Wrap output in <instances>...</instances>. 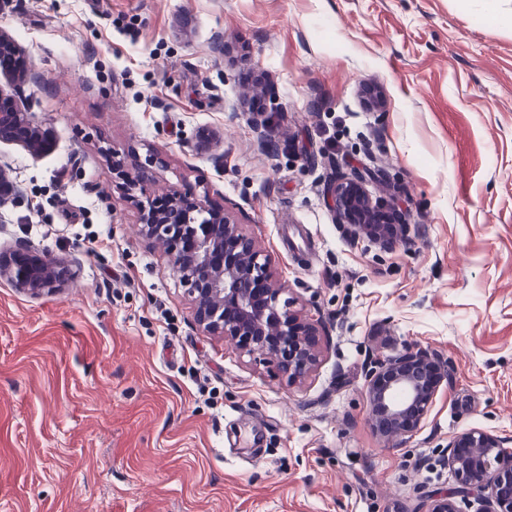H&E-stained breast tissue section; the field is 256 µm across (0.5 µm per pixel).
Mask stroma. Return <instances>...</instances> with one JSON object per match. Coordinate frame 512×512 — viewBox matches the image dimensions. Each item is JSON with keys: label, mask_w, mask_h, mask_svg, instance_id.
Masks as SVG:
<instances>
[{"label": "stroma", "mask_w": 512, "mask_h": 512, "mask_svg": "<svg viewBox=\"0 0 512 512\" xmlns=\"http://www.w3.org/2000/svg\"><path fill=\"white\" fill-rule=\"evenodd\" d=\"M0 35L48 141H0V247L80 259L54 294L0 279V512H416L450 437L512 440V0H0ZM116 159L269 255L314 372L198 327ZM362 164L409 241L343 234ZM406 344L448 379L395 447L362 370Z\"/></svg>", "instance_id": "35a3bbf8"}]
</instances>
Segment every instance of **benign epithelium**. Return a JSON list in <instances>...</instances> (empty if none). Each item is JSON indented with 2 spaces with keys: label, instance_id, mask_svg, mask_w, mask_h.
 Listing matches in <instances>:
<instances>
[{
  "label": "benign epithelium",
  "instance_id": "benign-epithelium-1",
  "mask_svg": "<svg viewBox=\"0 0 512 512\" xmlns=\"http://www.w3.org/2000/svg\"><path fill=\"white\" fill-rule=\"evenodd\" d=\"M0 140L21 142L35 153L45 146L31 115L16 104L0 111ZM123 179L129 190H141L152 184L153 173L141 165ZM170 196L172 206L162 216L148 205L142 207L138 234L166 245L168 265L186 287L198 325L211 336L223 337L233 350L269 357L289 383L307 377L320 358L316 328L283 297L286 288L273 279L269 256L239 225L212 214L206 200L194 199L189 210L179 199L181 193ZM327 196L354 238L374 223V211L383 209L353 182L340 178ZM25 252L19 247L9 260L0 256V278L33 297L58 291L74 276L75 257L18 260ZM446 376L447 365L420 346L370 358L364 381L374 431L400 437L415 430ZM447 462L458 486L423 501L426 512H459L455 499L471 495L481 502L477 512H512V448L483 433L468 432L448 441Z\"/></svg>",
  "mask_w": 512,
  "mask_h": 512
}]
</instances>
